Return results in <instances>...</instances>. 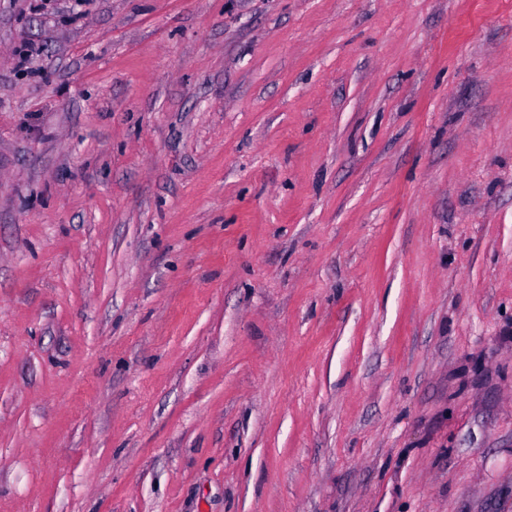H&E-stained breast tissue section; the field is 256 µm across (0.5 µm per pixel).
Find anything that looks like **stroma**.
I'll return each instance as SVG.
<instances>
[{
    "label": "stroma",
    "instance_id": "obj_1",
    "mask_svg": "<svg viewBox=\"0 0 512 512\" xmlns=\"http://www.w3.org/2000/svg\"><path fill=\"white\" fill-rule=\"evenodd\" d=\"M75 3L0 0V512H512V0Z\"/></svg>",
    "mask_w": 512,
    "mask_h": 512
}]
</instances>
